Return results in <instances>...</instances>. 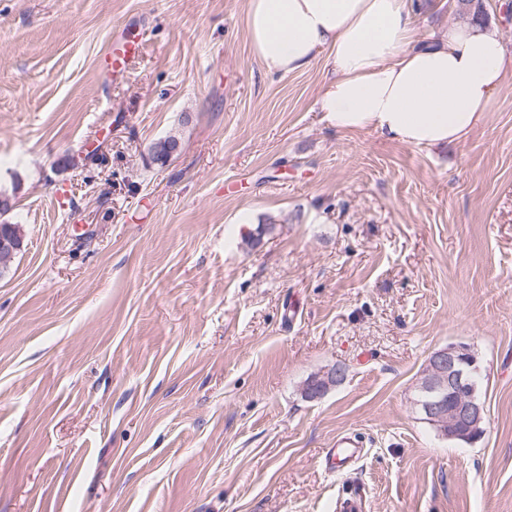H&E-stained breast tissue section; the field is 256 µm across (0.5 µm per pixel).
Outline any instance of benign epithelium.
I'll list each match as a JSON object with an SVG mask.
<instances>
[{
  "instance_id": "7a95c632",
  "label": "benign epithelium",
  "mask_w": 512,
  "mask_h": 512,
  "mask_svg": "<svg viewBox=\"0 0 512 512\" xmlns=\"http://www.w3.org/2000/svg\"><path fill=\"white\" fill-rule=\"evenodd\" d=\"M479 371L477 358L465 344L450 345L428 358L419 386L442 395L438 402L427 405L425 412L443 438L471 442L483 434L486 409L471 380V373ZM342 377L340 368L315 376L306 384L303 394L317 400L330 387L338 385Z\"/></svg>"
}]
</instances>
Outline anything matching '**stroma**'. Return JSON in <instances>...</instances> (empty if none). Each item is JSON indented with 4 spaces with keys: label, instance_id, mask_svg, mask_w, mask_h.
I'll list each match as a JSON object with an SVG mask.
<instances>
[{
    "label": "stroma",
    "instance_id": "1",
    "mask_svg": "<svg viewBox=\"0 0 512 512\" xmlns=\"http://www.w3.org/2000/svg\"><path fill=\"white\" fill-rule=\"evenodd\" d=\"M245 9L0 0V512H512V75L461 143L339 131L325 58L267 74ZM459 21L419 0L420 37ZM451 343L483 368L471 444L416 405ZM344 434L364 457L333 473ZM131 27L114 33L110 48L99 59L101 71L112 79L123 78L141 54L144 32L133 33ZM343 377L342 368H334L332 371L315 376L310 379L303 389V394L310 400L321 398L331 386H337Z\"/></svg>",
    "mask_w": 512,
    "mask_h": 512
}]
</instances>
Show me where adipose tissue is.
Wrapping results in <instances>:
<instances>
[{
  "mask_svg": "<svg viewBox=\"0 0 512 512\" xmlns=\"http://www.w3.org/2000/svg\"><path fill=\"white\" fill-rule=\"evenodd\" d=\"M414 0H247L254 55L287 75L326 54L317 104L341 131H375L415 147L461 142L484 122L512 52L476 20L418 38Z\"/></svg>",
  "mask_w": 512,
  "mask_h": 512,
  "instance_id": "ef3b65f1",
  "label": "adipose tissue"
}]
</instances>
